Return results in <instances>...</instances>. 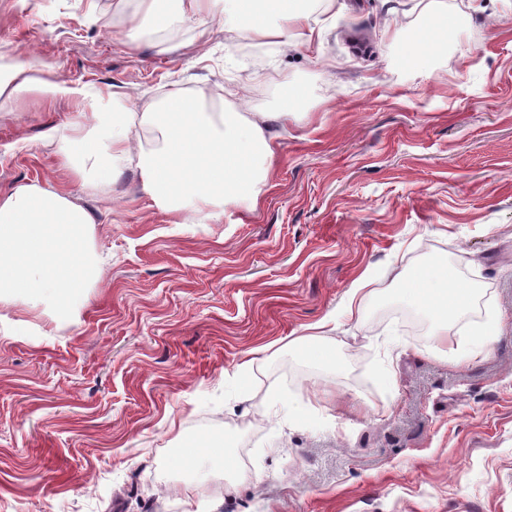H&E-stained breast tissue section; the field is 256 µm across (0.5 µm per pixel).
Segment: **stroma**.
Returning <instances> with one entry per match:
<instances>
[{"label": "stroma", "instance_id": "1", "mask_svg": "<svg viewBox=\"0 0 512 512\" xmlns=\"http://www.w3.org/2000/svg\"><path fill=\"white\" fill-rule=\"evenodd\" d=\"M443 12L458 39L410 65ZM135 14L150 37L127 39ZM319 27L288 46L139 0H0L1 65L134 111L297 102L257 207L176 224L135 171L103 189L61 166L43 133L90 105L0 98V195H77L104 260L68 311L0 301V512H512V11L336 0ZM432 265L478 287L445 355L401 318L398 273ZM221 446L229 478L187 466ZM437 47L436 35L433 29L425 28L419 34L416 48L408 47L406 60L415 67H425Z\"/></svg>", "mask_w": 512, "mask_h": 512}]
</instances>
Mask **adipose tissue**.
Listing matches in <instances>:
<instances>
[{"label": "adipose tissue", "instance_id": "1", "mask_svg": "<svg viewBox=\"0 0 512 512\" xmlns=\"http://www.w3.org/2000/svg\"><path fill=\"white\" fill-rule=\"evenodd\" d=\"M168 19L180 23L220 11L225 27L248 29L290 45L308 43L316 33L314 13L303 0H172ZM438 29H423L406 59L425 67L438 43L456 39L455 19L441 17ZM44 99L108 100L111 111L98 115L94 128L79 123L50 128L46 137L61 143V163L80 182L92 176L116 181L136 169L140 190L160 210L182 224L222 220L224 207L240 200L257 203L274 165L268 124L288 119L297 104L279 112L243 113L225 108L209 112L189 95H171L149 111L135 112L126 97L44 77L25 60L0 68V97L19 102ZM92 213L71 196L25 184L0 196V299L19 293L36 304L56 296L68 304L95 280L101 260L87 247ZM405 295L435 323L438 340L475 295L440 271L421 279L403 277Z\"/></svg>", "mask_w": 512, "mask_h": 512}]
</instances>
